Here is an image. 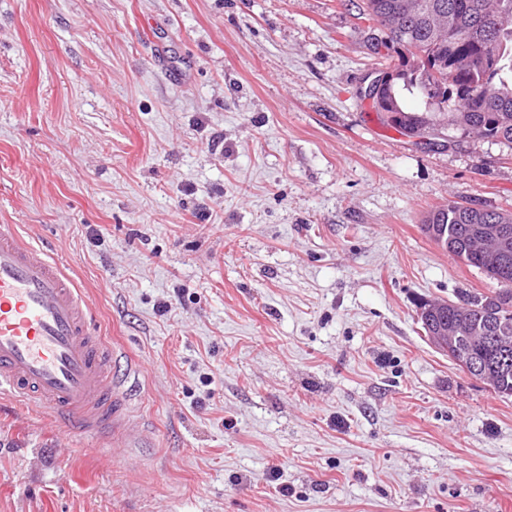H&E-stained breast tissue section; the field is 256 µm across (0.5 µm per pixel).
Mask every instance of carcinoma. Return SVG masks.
Returning <instances> with one entry per match:
<instances>
[{
  "label": "carcinoma",
  "mask_w": 512,
  "mask_h": 512,
  "mask_svg": "<svg viewBox=\"0 0 512 512\" xmlns=\"http://www.w3.org/2000/svg\"><path fill=\"white\" fill-rule=\"evenodd\" d=\"M409 0H362L359 15L388 30L398 63L393 75L375 91L372 107L401 134L420 125L438 124L451 130V118L462 115L468 131L512 146V0H424L422 14L407 10ZM450 13L468 27L465 40L451 27L438 30L440 13ZM512 215L486 208L450 204L430 212L424 223L447 226V237L429 235L442 247L453 245V256L479 267L475 245L464 224H502ZM500 294L512 287V255L489 274ZM459 347L483 359L486 337L460 319ZM487 359L486 367L502 394L512 396V346Z\"/></svg>",
  "instance_id": "1"
}]
</instances>
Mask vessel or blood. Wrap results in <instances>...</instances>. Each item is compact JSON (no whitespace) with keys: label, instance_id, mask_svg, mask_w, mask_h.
I'll use <instances>...</instances> for the list:
<instances>
[{"label":"vessel or blood","instance_id":"vessel-or-blood-1","mask_svg":"<svg viewBox=\"0 0 512 512\" xmlns=\"http://www.w3.org/2000/svg\"><path fill=\"white\" fill-rule=\"evenodd\" d=\"M77 283L16 225L0 224V395L27 401L70 433L130 438L131 363L90 329Z\"/></svg>","mask_w":512,"mask_h":512}]
</instances>
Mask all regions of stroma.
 Here are the masks:
<instances>
[{
  "instance_id": "stroma-1",
  "label": "stroma",
  "mask_w": 512,
  "mask_h": 512,
  "mask_svg": "<svg viewBox=\"0 0 512 512\" xmlns=\"http://www.w3.org/2000/svg\"><path fill=\"white\" fill-rule=\"evenodd\" d=\"M345 0H0V224L124 351L133 447L0 397V512H512V397L419 298L497 287L422 230L512 212V147H418Z\"/></svg>"
}]
</instances>
